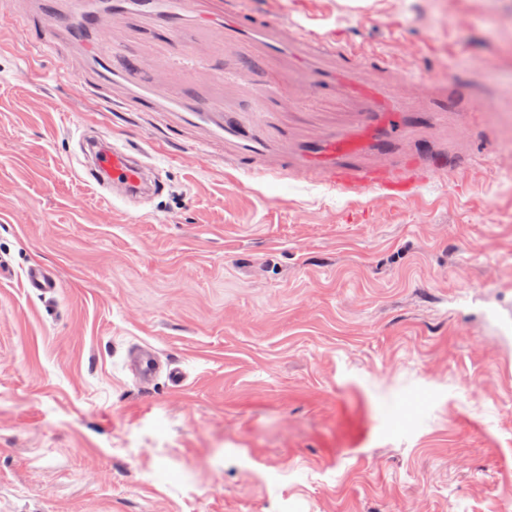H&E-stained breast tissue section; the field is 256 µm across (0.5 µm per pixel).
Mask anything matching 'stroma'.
Listing matches in <instances>:
<instances>
[{"label": "stroma", "mask_w": 512, "mask_h": 512, "mask_svg": "<svg viewBox=\"0 0 512 512\" xmlns=\"http://www.w3.org/2000/svg\"><path fill=\"white\" fill-rule=\"evenodd\" d=\"M0 0V512H512V0H248L386 55L447 120L320 95L306 70L166 45L108 16L154 73L224 96L266 145L252 169L211 128L134 112L88 59L38 50ZM141 153L164 189L100 221L82 129ZM418 187L314 183L331 137ZM59 288L31 293L32 263ZM141 346L184 373L138 384Z\"/></svg>", "instance_id": "stroma-1"}]
</instances>
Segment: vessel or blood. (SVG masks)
<instances>
[{
    "label": "vessel or blood",
    "instance_id": "b4317fda",
    "mask_svg": "<svg viewBox=\"0 0 512 512\" xmlns=\"http://www.w3.org/2000/svg\"><path fill=\"white\" fill-rule=\"evenodd\" d=\"M112 11L127 17L154 21L166 35L174 37L187 21H195L198 28L213 36L218 47L229 43H246L253 55L274 61L281 69H289L296 61L308 62L317 88L329 93L349 92L348 83L340 74H354L362 64L361 52L351 46L311 34H295L287 27L265 18L250 15L245 0H235L234 8L224 6V0H72L69 10H43L41 48H55L68 41L81 54L96 63L101 82L123 86L127 91L126 104L138 112H182L189 117L214 119L218 133L224 139L238 138V131L224 119L223 100L201 93L187 94L184 88L170 86L168 81L142 82L143 72L150 63L146 57H131L122 66L112 64L119 44L111 38L105 25L95 18L103 11ZM377 72L387 78L388 96L395 112L409 111V99L404 94L387 58L376 62ZM82 148L93 151V158L85 171L102 190L105 201L129 203L158 194L162 181L155 167L142 160L138 153L113 144L101 146L89 133H81ZM312 155L324 158L322 166L312 168L317 181L338 189L353 188L363 194L380 189L392 191L394 197L412 195L414 181L391 177L378 169H359L353 163L355 151L348 144L328 139L312 148ZM27 286L42 298L53 297L58 281L53 272L35 263L26 272ZM128 367L140 384L153 381L159 374H167L173 385H181L184 374L180 368H163L150 347L138 348L130 357Z\"/></svg>",
    "mask_w": 512,
    "mask_h": 512
}]
</instances>
